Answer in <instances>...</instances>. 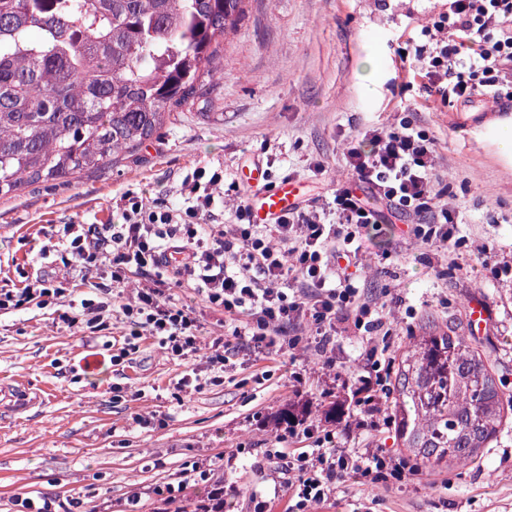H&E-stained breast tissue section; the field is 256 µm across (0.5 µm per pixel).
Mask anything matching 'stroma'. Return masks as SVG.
Instances as JSON below:
<instances>
[{
    "mask_svg": "<svg viewBox=\"0 0 512 512\" xmlns=\"http://www.w3.org/2000/svg\"><path fill=\"white\" fill-rule=\"evenodd\" d=\"M442 0H246L214 63L217 76L178 109L172 123L132 157L84 172L71 183H39L0 198V288L24 276L60 280L65 272L52 231L58 224H108L127 191L182 204L181 182L195 167L223 168L227 179L252 162L271 163L275 178L292 175L306 196L330 194L345 176L344 149L364 126L386 125L401 111L437 141V168L466 222V243L449 255L399 235L406 218L380 225L356 282L382 306L390 327L381 364L432 330H470V305L488 312L475 337L497 363L512 395V166L483 141L484 124L512 115V102L448 106L422 87L415 63L398 51ZM324 165L321 175L311 162ZM50 248L39 259L35 245ZM492 248L498 274L481 267ZM176 304L192 308L206 341L221 339L226 366L212 381L206 354L169 360L143 337L128 361H110L127 327L106 332L64 321L63 303L0 312V379L41 392L30 415L0 413V512L19 497L48 499L55 512H183L219 491L230 512H253L254 498L279 512L284 476L265 452L283 429L277 415L307 404L316 430L333 432L347 452L383 448L403 458L382 398L377 427L360 430L355 381L370 343L339 336L334 368L314 348L271 351L225 335L221 316L187 288ZM194 383L179 388L182 377ZM121 388L114 396L113 388ZM146 416L148 424L137 423ZM207 460V481L168 502L161 491L186 467ZM314 512H512V419L474 462L420 471L402 481L338 483Z\"/></svg>",
    "mask_w": 512,
    "mask_h": 512,
    "instance_id": "35a3bbf8",
    "label": "stroma"
}]
</instances>
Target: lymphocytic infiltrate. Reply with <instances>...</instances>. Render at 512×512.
<instances>
[{
  "label": "lymphocytic infiltrate",
  "instance_id": "obj_1",
  "mask_svg": "<svg viewBox=\"0 0 512 512\" xmlns=\"http://www.w3.org/2000/svg\"><path fill=\"white\" fill-rule=\"evenodd\" d=\"M413 57L442 101L469 103L475 97L512 99V0H445L419 25ZM349 176L332 197H311L267 224L254 223L251 191L225 182L223 169L195 168L181 183L183 202L167 205L129 191L112 224H63L59 242L69 253L68 275L110 279L113 287L140 277L131 301L81 299L86 327L106 330L120 314L131 338L158 339L166 354L185 360L201 350V325L191 311L166 296L165 284L197 290L208 308L224 316V333L267 347L286 341L289 349L314 329L321 347L356 331L377 336L383 310L361 294L350 273L364 253L369 228L386 223L385 209L415 217L413 237L448 249L461 243L458 205L436 169V144L408 118L386 127L366 126L344 153ZM235 202L233 223L212 218L225 199ZM299 290H292V283ZM64 287L42 277L24 287L0 289V311L41 299H64ZM290 438L316 441L312 451H275L295 499L294 512L324 501L336 482L401 479L404 465L379 451L350 455L336 448L333 433L290 425Z\"/></svg>",
  "mask_w": 512,
  "mask_h": 512
}]
</instances>
